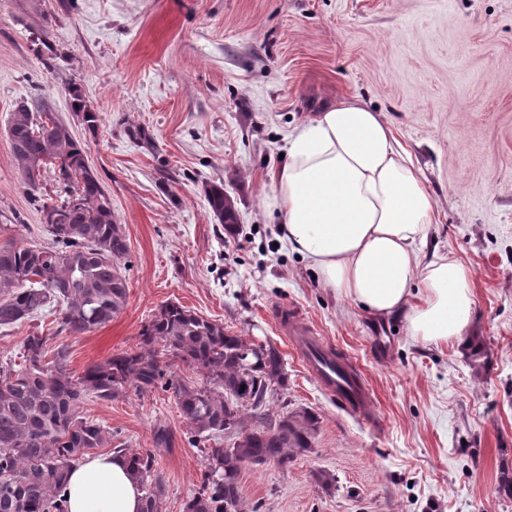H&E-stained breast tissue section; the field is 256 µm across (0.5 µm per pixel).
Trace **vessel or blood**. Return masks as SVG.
I'll list each match as a JSON object with an SVG mask.
<instances>
[{
    "label": "vessel or blood",
    "instance_id": "b4317fda",
    "mask_svg": "<svg viewBox=\"0 0 512 512\" xmlns=\"http://www.w3.org/2000/svg\"><path fill=\"white\" fill-rule=\"evenodd\" d=\"M276 330L292 338L302 352L307 370L336 395L344 408L369 422H376L372 395L361 371L352 362L336 356L333 349L317 340L315 331L307 320L294 311L282 308L277 313Z\"/></svg>",
    "mask_w": 512,
    "mask_h": 512
}]
</instances>
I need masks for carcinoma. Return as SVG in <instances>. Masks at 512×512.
<instances>
[{
    "mask_svg": "<svg viewBox=\"0 0 512 512\" xmlns=\"http://www.w3.org/2000/svg\"><path fill=\"white\" fill-rule=\"evenodd\" d=\"M68 93L72 111L96 132L100 114L78 88ZM8 136L13 164L38 212L50 213L52 222L42 225L44 246L0 245V327L47 309L55 315L56 336H77L111 322L127 304L121 262L129 244L97 172L87 165L84 144L39 99L16 104ZM47 173L57 186L53 196L40 190ZM205 196L218 223H237L224 185L206 188ZM252 345L175 302L162 305L144 326L139 350L94 363L78 375L70 369L68 344L55 336L26 337L21 368L0 362V512H64L61 492L69 471L91 451L110 447L128 459L140 481L142 512H163L164 477L154 456L112 446L117 433L87 418L83 403L89 395L110 401L129 385L142 393L170 385L166 356L201 375L199 382L173 384L187 425L184 440L205 453L207 467L183 512H242V467L283 464L309 451L318 424L309 411L285 410L275 417L266 412L287 386L288 374L270 344L262 362L246 365ZM226 434L247 438L226 446ZM153 443L171 448L175 435L158 426Z\"/></svg>",
    "mask_w": 512,
    "mask_h": 512,
    "instance_id": "cac0c4a2",
    "label": "carcinoma"
}]
</instances>
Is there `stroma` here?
Wrapping results in <instances>:
<instances>
[{
	"label": "stroma",
	"mask_w": 512,
	"mask_h": 512,
	"mask_svg": "<svg viewBox=\"0 0 512 512\" xmlns=\"http://www.w3.org/2000/svg\"><path fill=\"white\" fill-rule=\"evenodd\" d=\"M44 32L58 52L48 67ZM73 83L101 114L97 133L70 108ZM339 96L383 112L421 168L436 205L429 246L473 273L480 369L463 347L326 287L279 244L271 172L292 128ZM33 98L84 143L130 248L127 305L68 337L74 373L136 349L176 302L275 346L288 386L270 414L319 418L309 452L243 469L245 512H512L498 491L512 469V0H0V245L47 242L6 133L15 103ZM211 182L236 199V227L210 213ZM281 307L361 369L380 427L308 373L275 330ZM54 330L49 311L0 328V361ZM84 412L128 451L154 454L166 512H182L206 460L183 442L153 445L156 426L186 431L173 391L130 386Z\"/></svg>",
	"instance_id": "stroma-1"
}]
</instances>
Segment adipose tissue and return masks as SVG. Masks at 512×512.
<instances>
[{
    "instance_id": "obj_1",
    "label": "adipose tissue",
    "mask_w": 512,
    "mask_h": 512,
    "mask_svg": "<svg viewBox=\"0 0 512 512\" xmlns=\"http://www.w3.org/2000/svg\"><path fill=\"white\" fill-rule=\"evenodd\" d=\"M273 185L282 241L327 287L371 314L405 316L424 341H462L472 272L437 255L420 262L435 204L383 113L337 97L292 129ZM141 498L126 459L93 456L70 471L65 509L140 512Z\"/></svg>"
}]
</instances>
